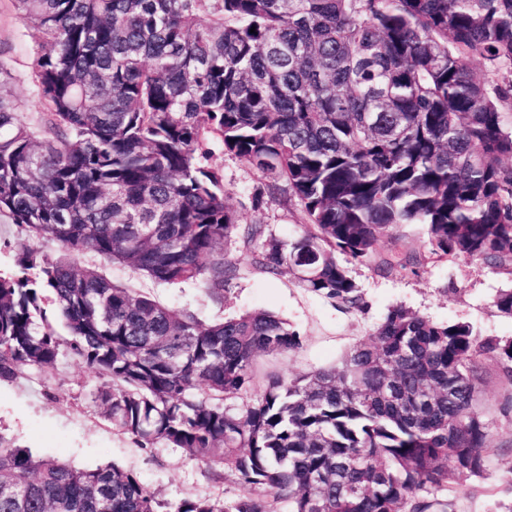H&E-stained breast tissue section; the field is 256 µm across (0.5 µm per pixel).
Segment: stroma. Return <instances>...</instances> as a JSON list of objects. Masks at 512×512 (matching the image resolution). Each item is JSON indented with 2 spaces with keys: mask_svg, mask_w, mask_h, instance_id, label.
<instances>
[{
  "mask_svg": "<svg viewBox=\"0 0 512 512\" xmlns=\"http://www.w3.org/2000/svg\"><path fill=\"white\" fill-rule=\"evenodd\" d=\"M38 40L37 30L22 18L15 0H0V95L37 129L44 122L33 79ZM214 162L224 171L226 202L237 212L241 226L259 225L265 235L282 240L304 233L305 219L296 200L265 194L260 174L222 149H215ZM261 247V241L247 245L239 239L227 246L226 258L236 265L238 276L220 302L197 283L158 286L121 265H100L112 281L149 293L205 323L254 310H270L288 320L300 335V348L262 356L250 393L241 397L245 403L263 391L266 373L292 379L334 365L352 346L369 341L394 306L438 323L469 324L482 337L512 338V318L493 304L499 291L512 288V274L480 261L437 258L423 225L398 226L372 261L349 263V274L363 298L360 309L312 293L289 273L261 271L253 262ZM478 362L489 423L486 470L456 486L449 497L455 512H512V383L494 358L483 355ZM106 384L66 349L52 371L28 369L0 380V441L77 467L116 464L170 505L187 497L230 502L246 495L233 476H216L214 469L191 460L183 449H145L116 429L98 400Z\"/></svg>",
  "mask_w": 512,
  "mask_h": 512,
  "instance_id": "35a3bbf8",
  "label": "stroma"
}]
</instances>
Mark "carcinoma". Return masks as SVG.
Here are the masks:
<instances>
[{
    "label": "carcinoma",
    "mask_w": 512,
    "mask_h": 512,
    "mask_svg": "<svg viewBox=\"0 0 512 512\" xmlns=\"http://www.w3.org/2000/svg\"><path fill=\"white\" fill-rule=\"evenodd\" d=\"M41 34L39 135L0 97V220L24 247L0 276V379L68 348L112 389V425L184 449L250 493L165 509L118 466L79 468L0 440V512H447L429 500L485 470L476 358L512 382V339L389 309L328 369L252 386L258 359L298 349L265 310L203 324L120 286L92 253L224 301L241 228L213 146L288 185L308 220L269 238L260 270L362 306L337 255L367 261L401 224L432 254L512 272V0H16ZM255 32H250V29ZM477 61L502 72L493 88ZM51 296L62 337L42 307ZM24 245H31L52 256L60 252L56 243L32 240L24 232L21 233L15 224L0 222V273L8 275L14 272L16 253Z\"/></svg>",
    "instance_id": "1"
}]
</instances>
